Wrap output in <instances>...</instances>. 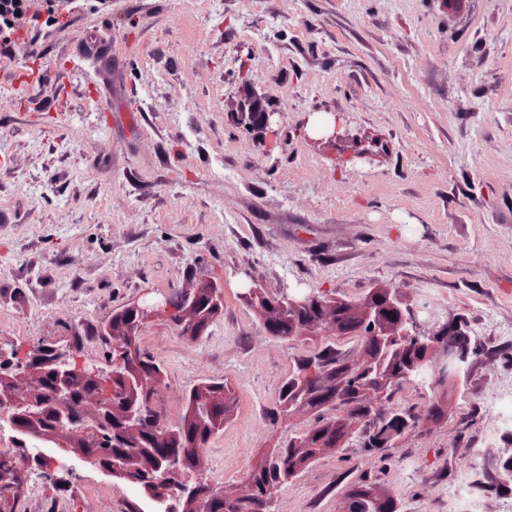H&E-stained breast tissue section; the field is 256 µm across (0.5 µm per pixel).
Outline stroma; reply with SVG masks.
Masks as SVG:
<instances>
[{
    "mask_svg": "<svg viewBox=\"0 0 512 512\" xmlns=\"http://www.w3.org/2000/svg\"><path fill=\"white\" fill-rule=\"evenodd\" d=\"M0 54V342L104 365L102 329L150 296L219 288L204 336L147 315L176 423L186 392L226 382L237 406L204 479L241 492L262 454L315 427L276 416L304 356L335 328L278 339L245 297L375 288L458 325L477 355L446 412L391 448L330 449L276 512H346L379 483L401 512H503L512 481L453 501L512 459V0H29ZM259 98L279 121L248 130ZM339 123L310 138L315 118ZM71 485L28 477L20 512H125L133 493L53 451Z\"/></svg>",
    "mask_w": 512,
    "mask_h": 512,
    "instance_id": "1",
    "label": "stroma"
}]
</instances>
